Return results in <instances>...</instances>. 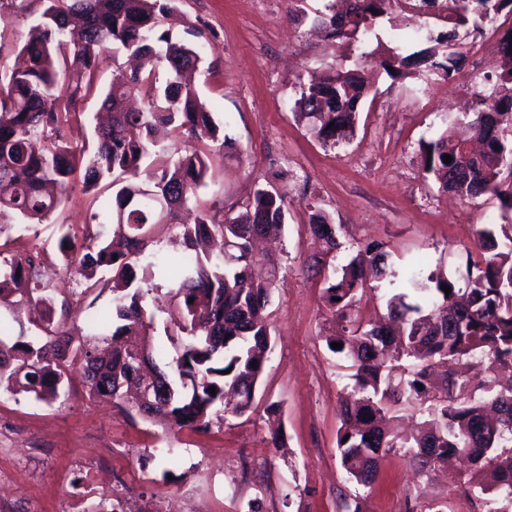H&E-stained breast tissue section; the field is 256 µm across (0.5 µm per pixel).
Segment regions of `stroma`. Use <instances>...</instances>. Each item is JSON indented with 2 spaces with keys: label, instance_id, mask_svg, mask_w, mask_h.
Returning a JSON list of instances; mask_svg holds the SVG:
<instances>
[{
  "label": "stroma",
  "instance_id": "obj_1",
  "mask_svg": "<svg viewBox=\"0 0 512 512\" xmlns=\"http://www.w3.org/2000/svg\"><path fill=\"white\" fill-rule=\"evenodd\" d=\"M331 0H173L163 26L201 33L204 60L195 86L216 124L235 140L236 157L215 159L200 203L240 209L258 185L288 191V214L271 251L278 263L267 307L274 347L253 413L213 419L208 430L165 428L127 417L108 399L92 398L81 370L49 402L0 389V512H342L357 492L336 453L338 405L351 380L326 338L336 324L322 283L305 267L319 258L333 264L370 244L388 254L390 278L368 282L359 319L386 313L396 293H411V277L442 272L464 287L462 264L475 247L477 225L499 217L487 196L459 197L424 176L419 142L449 127L462 128L472 99L460 88L493 73L512 18L500 16L488 32L490 54L464 53L463 66L444 80L412 71L398 77L375 60L409 54L427 44L396 11L379 22L376 37L348 46L318 28ZM46 0H27L23 12L0 11V64L11 65ZM370 53L356 134L334 148L322 146L293 114L296 92L310 75L353 65ZM343 227L341 247L324 254L308 225L310 208ZM111 237L108 211H95L73 191L40 224L15 221L0 235V258L41 252L53 270L44 283L55 317L75 341L88 319L112 307V289L86 288L57 248L62 225ZM281 406L286 447H269L265 407ZM488 493L467 465L451 462L417 471L397 454L381 456L365 501L366 512H486Z\"/></svg>",
  "mask_w": 512,
  "mask_h": 512
}]
</instances>
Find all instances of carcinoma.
Returning a JSON list of instances; mask_svg holds the SVG:
<instances>
[{"label": "carcinoma", "instance_id": "cac0c4a2", "mask_svg": "<svg viewBox=\"0 0 512 512\" xmlns=\"http://www.w3.org/2000/svg\"><path fill=\"white\" fill-rule=\"evenodd\" d=\"M47 2L20 49L24 64L0 72V235L15 217L42 222L77 187L97 201L101 184L110 186L119 242L66 230L58 249L68 268L87 280L100 273L112 284V315L93 317L90 335L127 340L110 352L89 341L74 348L49 313L37 334L10 346L0 340V387L46 400L78 362L90 393L116 404L130 391L140 393L142 384L153 385L158 404L145 414L165 426L203 430L219 406L226 415L254 411L272 352L267 306L278 267L273 262L267 276L255 277L245 248L256 237L282 231L288 194L270 183L258 187L239 211L221 215L199 208L193 222H183L181 213L190 210L212 162L200 144L219 143L222 158L234 154L231 139L220 136L212 113L183 80L203 62L204 47L160 29L169 0ZM396 6L410 3L347 0L345 11L318 21L334 38L364 44L376 20ZM504 11L512 15V0H443L432 15L447 30L426 40L445 45V55L392 54L380 67L398 74L422 64L448 79L461 66L455 51L461 31L479 30ZM108 51L113 72L102 109L110 121L96 127L93 149L73 147L65 131L94 91ZM121 52L144 63L127 72L118 65ZM501 53V71L485 78L470 121L486 149L471 153L448 130L420 143L424 171L440 188L499 202L502 223L476 228L479 259L466 253L465 290L442 274L414 277L411 285L424 294V303L397 294L387 302L388 320L367 326L350 312L367 278L387 276L385 253L373 244L343 264L319 268L338 325L326 342L343 344L334 353L350 361L354 381L350 398L340 403L336 435L348 479L370 486L379 457L390 452L421 470L466 453L476 473L486 474L482 490L494 494L487 512H512V29ZM364 94L357 70L335 68L300 88L295 115L312 137L332 148L353 136ZM447 154L449 163L443 161ZM153 224L178 225L190 251L215 238L222 250L163 269L147 252L146 228ZM309 228L327 251L340 248L341 225L324 211L309 213ZM41 264L40 255L31 253L0 260V294L52 308L53 298L32 278ZM158 274L164 282H156ZM163 288L182 317L176 331L165 333L175 352L169 362L174 379L155 362L165 350L150 343L157 316L147 299ZM417 404L427 419L416 431L397 436L383 424L388 412Z\"/></svg>", "mask_w": 512, "mask_h": 512}]
</instances>
